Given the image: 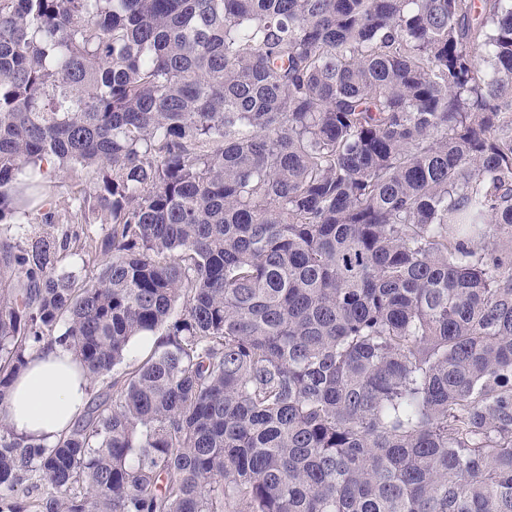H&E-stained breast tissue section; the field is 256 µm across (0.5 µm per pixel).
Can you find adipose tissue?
Wrapping results in <instances>:
<instances>
[{
    "label": "adipose tissue",
    "instance_id": "ef3b65f1",
    "mask_svg": "<svg viewBox=\"0 0 512 512\" xmlns=\"http://www.w3.org/2000/svg\"><path fill=\"white\" fill-rule=\"evenodd\" d=\"M89 385L72 352L55 347L34 353L0 403V421L17 435L55 442L83 413Z\"/></svg>",
    "mask_w": 512,
    "mask_h": 512
}]
</instances>
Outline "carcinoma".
I'll return each mask as SVG.
<instances>
[{
    "label": "carcinoma",
    "mask_w": 512,
    "mask_h": 512,
    "mask_svg": "<svg viewBox=\"0 0 512 512\" xmlns=\"http://www.w3.org/2000/svg\"><path fill=\"white\" fill-rule=\"evenodd\" d=\"M156 332L0 512H512V0H0V403ZM52 175L58 185L57 191L54 197V211L59 216L61 222H66L67 219H70L71 208H72V200L77 191L83 188L82 185H86L85 180L83 182L72 180L63 176L62 173H55L53 169H51ZM56 174V175H55Z\"/></svg>",
    "instance_id": "carcinoma-1"
}]
</instances>
